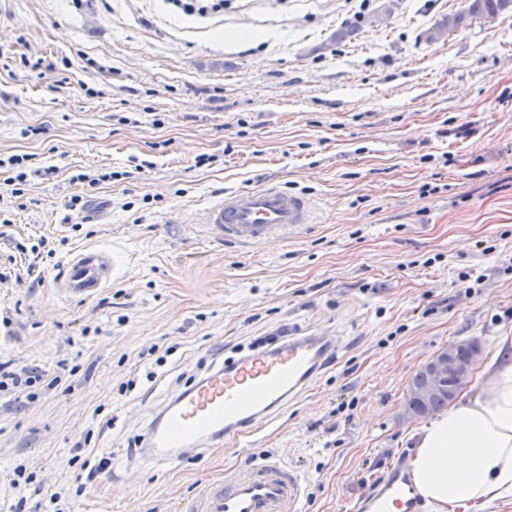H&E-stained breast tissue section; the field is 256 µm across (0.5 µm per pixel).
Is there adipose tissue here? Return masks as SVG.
Returning <instances> with one entry per match:
<instances>
[{
    "label": "adipose tissue",
    "instance_id": "adipose-tissue-1",
    "mask_svg": "<svg viewBox=\"0 0 512 512\" xmlns=\"http://www.w3.org/2000/svg\"><path fill=\"white\" fill-rule=\"evenodd\" d=\"M408 471L430 512L512 502V337H501L460 401L418 427Z\"/></svg>",
    "mask_w": 512,
    "mask_h": 512
}]
</instances>
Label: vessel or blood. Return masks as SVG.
I'll return each mask as SVG.
<instances>
[{
    "label": "vessel or blood",
    "mask_w": 512,
    "mask_h": 512,
    "mask_svg": "<svg viewBox=\"0 0 512 512\" xmlns=\"http://www.w3.org/2000/svg\"><path fill=\"white\" fill-rule=\"evenodd\" d=\"M315 221L311 199L269 183L226 193L205 212L210 238L249 247L302 233ZM106 252L84 249L66 263L56 281L70 297L86 298L114 276ZM340 340L327 334L294 336L228 364L212 366L192 388L163 406L141 439L139 453L156 468L200 448L256 434L313 377ZM304 483L293 467L275 457L226 469L223 480L203 490L196 512H301ZM400 506L417 512L418 501L404 473H392L373 499L375 508Z\"/></svg>",
    "instance_id": "obj_1"
}]
</instances>
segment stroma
Here are the masks:
<instances>
[{
  "instance_id": "35a3bbf8",
  "label": "stroma",
  "mask_w": 512,
  "mask_h": 512,
  "mask_svg": "<svg viewBox=\"0 0 512 512\" xmlns=\"http://www.w3.org/2000/svg\"><path fill=\"white\" fill-rule=\"evenodd\" d=\"M463 4L0 0V155L30 157L20 193L0 183V362L43 375L33 402L0 395V512H49L48 485L71 512H188L225 467L268 457L303 474L302 512H359L406 467L411 376L458 340L512 336V13L428 41ZM271 182L310 197L316 224L246 248L205 234L225 192ZM88 247L117 278L58 294ZM305 332L343 346L256 439L161 473L132 462L188 377ZM154 345L171 351L157 369ZM19 465L34 488L12 487ZM169 3L188 15H202L224 9L223 0H170Z\"/></svg>"
}]
</instances>
